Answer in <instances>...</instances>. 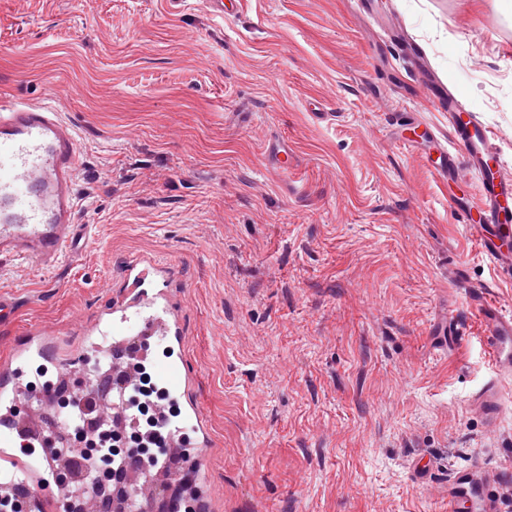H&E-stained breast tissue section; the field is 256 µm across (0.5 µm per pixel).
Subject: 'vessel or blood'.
Returning <instances> with one entry per match:
<instances>
[{"label":"vessel or blood","mask_w":512,"mask_h":512,"mask_svg":"<svg viewBox=\"0 0 512 512\" xmlns=\"http://www.w3.org/2000/svg\"><path fill=\"white\" fill-rule=\"evenodd\" d=\"M429 99L448 114L455 152L441 153L433 173L439 181L464 180L466 172L480 177L481 202L457 203L470 236L491 261L497 275L512 281V170L504 165L491 131L467 110L460 96L435 79H427ZM79 143L75 128L52 106L14 102L0 104V256L22 258L46 269L60 265L87 247L91 227L78 221ZM126 287L114 300L108 321L85 328L90 340L116 337L113 358H120L123 336H154L169 347L181 348L185 336L163 292L147 284L148 271L140 261L128 263ZM476 309L492 355L491 377L469 398L470 406L486 419H498L506 394L512 393V314L488 302ZM46 344L38 326L26 330L18 354L0 364V414L17 425L35 428L39 411L21 377L26 359L42 356ZM448 512H504L500 497L482 476V466L455 468L448 480Z\"/></svg>","instance_id":"vessel-or-blood-1"}]
</instances>
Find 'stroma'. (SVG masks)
I'll return each instance as SVG.
<instances>
[{"instance_id":"obj_1","label":"stroma","mask_w":512,"mask_h":512,"mask_svg":"<svg viewBox=\"0 0 512 512\" xmlns=\"http://www.w3.org/2000/svg\"><path fill=\"white\" fill-rule=\"evenodd\" d=\"M237 2L223 18L207 0H0V100L76 127L97 237L52 270L0 258L19 307L0 363L33 321L57 361L76 355L127 262L160 263L211 440L192 457L209 512H448L473 462L512 503V405L492 422L467 402L489 374L472 302L512 313V282L451 202L478 203V175L432 172L447 114L358 0ZM387 2L512 167V0ZM399 119L434 141L399 147Z\"/></svg>"}]
</instances>
